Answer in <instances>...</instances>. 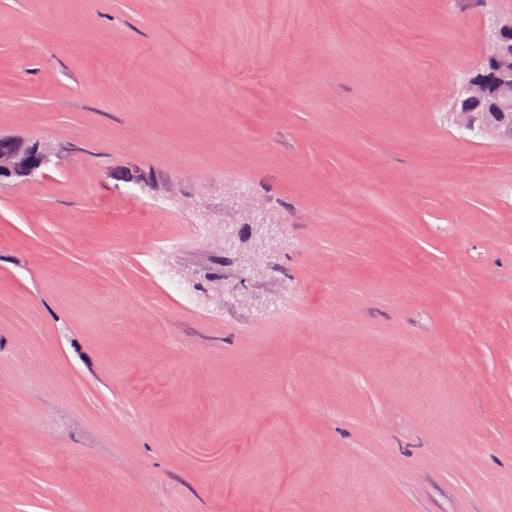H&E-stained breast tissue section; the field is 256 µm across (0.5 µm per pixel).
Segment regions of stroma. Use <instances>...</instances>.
Masks as SVG:
<instances>
[{"label": "stroma", "instance_id": "35a3bbf8", "mask_svg": "<svg viewBox=\"0 0 512 512\" xmlns=\"http://www.w3.org/2000/svg\"><path fill=\"white\" fill-rule=\"evenodd\" d=\"M510 15L0 0V512H512ZM487 51L484 58L495 66V80L502 89L512 88V67H503L502 62L512 58V18L495 19L485 33ZM483 106L476 105L474 112H470L475 130L482 132L488 125H510L512 124V112H482ZM51 157V151L39 143L29 145L21 138L0 135L1 177L28 176L36 170L48 166Z\"/></svg>", "mask_w": 512, "mask_h": 512}]
</instances>
